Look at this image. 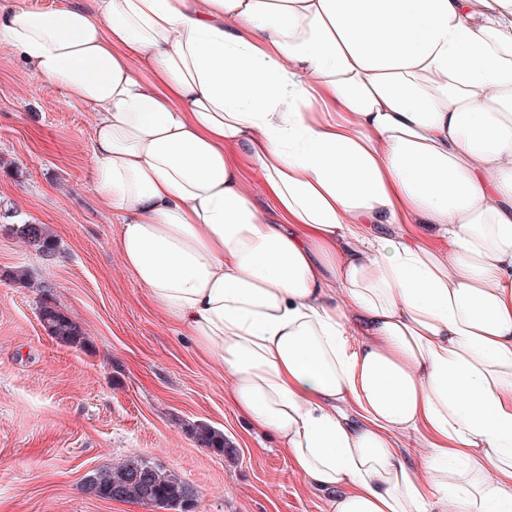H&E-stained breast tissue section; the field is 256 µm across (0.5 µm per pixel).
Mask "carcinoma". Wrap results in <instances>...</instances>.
<instances>
[{"label": "carcinoma", "mask_w": 512, "mask_h": 512, "mask_svg": "<svg viewBox=\"0 0 512 512\" xmlns=\"http://www.w3.org/2000/svg\"><path fill=\"white\" fill-rule=\"evenodd\" d=\"M14 231L45 255L56 250L54 238L44 224H18ZM39 318L42 327L60 342L76 348L85 345L86 336L80 325L58 308L47 304L42 306ZM191 434L201 448H209L224 456L236 453V449L227 445L224 434L207 424L195 425ZM88 490L97 499L136 502L147 507L164 508L168 512H194L197 501V496L190 495L192 485L138 456L116 468L88 475Z\"/></svg>", "instance_id": "1"}]
</instances>
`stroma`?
<instances>
[{
	"label": "stroma",
	"mask_w": 512,
	"mask_h": 512,
	"mask_svg": "<svg viewBox=\"0 0 512 512\" xmlns=\"http://www.w3.org/2000/svg\"><path fill=\"white\" fill-rule=\"evenodd\" d=\"M94 123L0 43V512H159L83 491L92 471L134 456L194 485L195 512H330L126 268L121 218L92 185ZM24 221L47 225L53 258L15 234ZM46 304L81 325L84 347L48 334ZM200 422L236 457L197 447Z\"/></svg>",
	"instance_id": "35a3bbf8"
}]
</instances>
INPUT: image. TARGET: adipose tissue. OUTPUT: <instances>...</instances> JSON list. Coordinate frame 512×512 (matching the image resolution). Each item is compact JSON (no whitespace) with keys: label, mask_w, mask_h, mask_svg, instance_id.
<instances>
[{"label":"adipose tissue","mask_w":512,"mask_h":512,"mask_svg":"<svg viewBox=\"0 0 512 512\" xmlns=\"http://www.w3.org/2000/svg\"><path fill=\"white\" fill-rule=\"evenodd\" d=\"M96 3L0 0V42L95 112L124 263L237 411L331 512H512V0ZM237 164L242 184L251 201L261 209L268 208L270 200L260 171L244 156H237Z\"/></svg>","instance_id":"1"}]
</instances>
